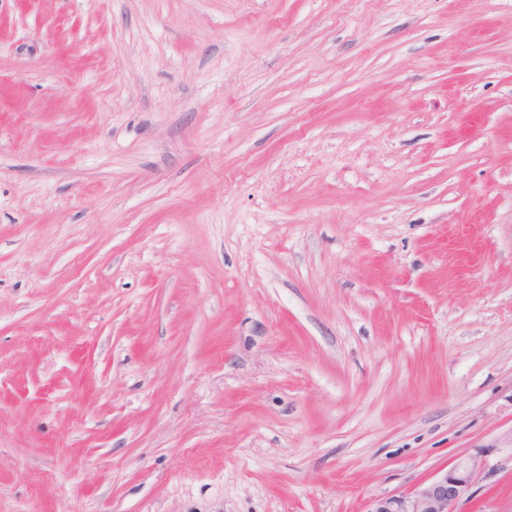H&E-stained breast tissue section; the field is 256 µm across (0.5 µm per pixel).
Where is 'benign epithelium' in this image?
<instances>
[{"label": "benign epithelium", "instance_id": "obj_1", "mask_svg": "<svg viewBox=\"0 0 512 512\" xmlns=\"http://www.w3.org/2000/svg\"><path fill=\"white\" fill-rule=\"evenodd\" d=\"M476 467L475 461L455 465L412 495L375 499L369 512H456L455 506L467 494Z\"/></svg>", "mask_w": 512, "mask_h": 512}]
</instances>
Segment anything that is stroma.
<instances>
[{
    "label": "stroma",
    "mask_w": 512,
    "mask_h": 512,
    "mask_svg": "<svg viewBox=\"0 0 512 512\" xmlns=\"http://www.w3.org/2000/svg\"><path fill=\"white\" fill-rule=\"evenodd\" d=\"M512 512V0H0V512ZM477 464L471 461L455 465L412 495L377 498L370 512H457L455 506L467 494Z\"/></svg>",
    "instance_id": "35a3bbf8"
}]
</instances>
